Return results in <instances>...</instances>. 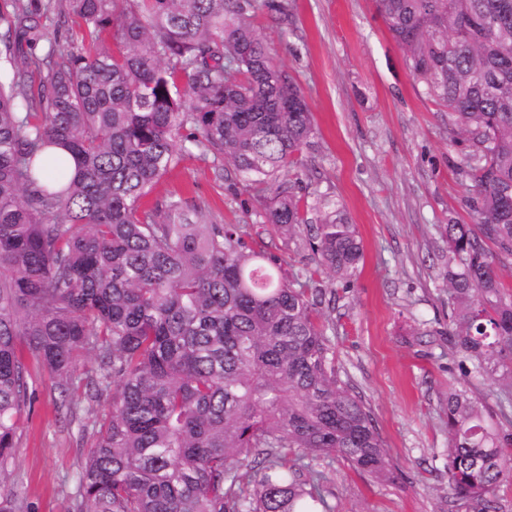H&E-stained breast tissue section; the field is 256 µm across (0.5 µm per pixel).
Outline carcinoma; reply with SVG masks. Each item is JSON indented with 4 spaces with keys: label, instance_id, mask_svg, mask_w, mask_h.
Listing matches in <instances>:
<instances>
[{
    "label": "carcinoma",
    "instance_id": "carcinoma-1",
    "mask_svg": "<svg viewBox=\"0 0 512 512\" xmlns=\"http://www.w3.org/2000/svg\"><path fill=\"white\" fill-rule=\"evenodd\" d=\"M288 0H8L0 12V512H31L5 465L31 404L26 345L72 415L112 400L69 512H334L303 452L391 476L363 402L339 384L317 322L322 289L288 277L300 237L350 287L356 225L329 199L308 216L289 179L316 126L251 22ZM413 80L467 144L474 224H447L448 344L467 380L500 374L492 408L448 390V486L497 512L512 480V0H374ZM78 19L37 51L42 16ZM113 31L116 49L100 47ZM195 148L265 201L280 252L251 224L145 205ZM97 369L80 376L81 356Z\"/></svg>",
    "mask_w": 512,
    "mask_h": 512
}]
</instances>
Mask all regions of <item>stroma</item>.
Returning a JSON list of instances; mask_svg holds the SVG:
<instances>
[{
    "instance_id": "stroma-1",
    "label": "stroma",
    "mask_w": 512,
    "mask_h": 512,
    "mask_svg": "<svg viewBox=\"0 0 512 512\" xmlns=\"http://www.w3.org/2000/svg\"><path fill=\"white\" fill-rule=\"evenodd\" d=\"M289 26L258 11L255 26L274 62L303 91L317 128L296 172L307 201L329 196L356 224L364 258L350 286L320 275V321L339 382L369 410L395 477L377 481L341 457H318L336 512H477L448 486L449 388L464 387L448 345V242L444 224H468L464 143L448 110L413 81L373 0H293ZM212 156L190 151L150 202L182 199L208 224H254L264 204L244 183L216 175ZM28 420L18 432L10 486L33 512H67L94 443L92 414L60 418L54 379L32 352Z\"/></svg>"
}]
</instances>
